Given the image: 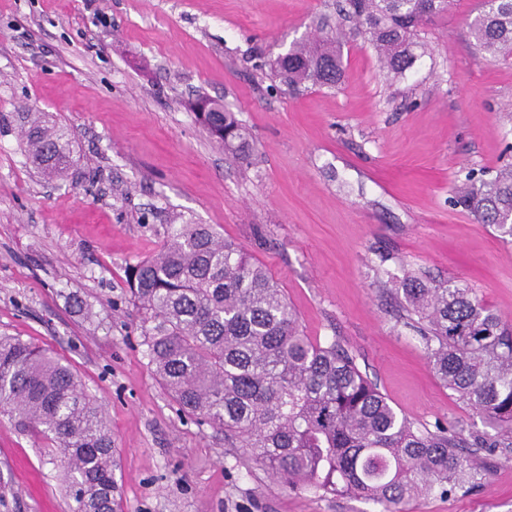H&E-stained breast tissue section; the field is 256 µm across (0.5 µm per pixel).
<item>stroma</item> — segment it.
<instances>
[{
	"instance_id": "35a3bbf8",
	"label": "stroma",
	"mask_w": 512,
	"mask_h": 512,
	"mask_svg": "<svg viewBox=\"0 0 512 512\" xmlns=\"http://www.w3.org/2000/svg\"><path fill=\"white\" fill-rule=\"evenodd\" d=\"M345 0H0V335L65 358L104 405L117 512H376L293 491L245 464L161 386L127 269L170 225L208 224L263 265L314 342H340L417 427L485 426L434 375L390 291L407 273L469 288L512 322V242L455 206L464 174L512 166V59L482 58L452 0L424 23L430 57L386 80ZM327 18L335 89L257 69ZM205 93L252 137L235 160L187 102ZM23 112L67 128L73 165L27 161ZM482 486L403 512H512V452L478 450ZM53 449L0 415V512H72Z\"/></svg>"
}]
</instances>
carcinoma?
<instances>
[{
  "label": "carcinoma",
  "instance_id": "carcinoma-1",
  "mask_svg": "<svg viewBox=\"0 0 512 512\" xmlns=\"http://www.w3.org/2000/svg\"><path fill=\"white\" fill-rule=\"evenodd\" d=\"M451 0H347L389 79L428 55L420 26ZM479 50L512 57V0H483L469 24ZM291 86L335 88L342 42L325 32L259 64ZM202 125L241 158L249 134L216 100ZM23 119L29 163L63 179L66 128L33 112ZM456 191V203L512 240V168ZM141 345L162 386L200 427L224 432L247 461L290 489L369 500L379 512L433 491L480 485L474 449L512 441V324L450 280L408 276L401 304L417 317L436 377L495 431L467 439L421 430L396 411L338 342L310 341L278 282L208 224H172L160 250L132 266ZM0 413L61 453L74 512H115L112 432L103 405L50 348L0 336Z\"/></svg>",
  "mask_w": 512,
  "mask_h": 512
}]
</instances>
